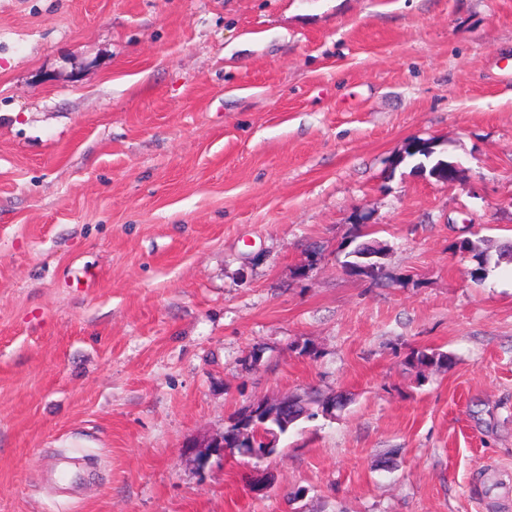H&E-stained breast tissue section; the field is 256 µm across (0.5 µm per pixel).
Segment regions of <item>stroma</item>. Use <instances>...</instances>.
Listing matches in <instances>:
<instances>
[{
	"label": "stroma",
	"mask_w": 512,
	"mask_h": 512,
	"mask_svg": "<svg viewBox=\"0 0 512 512\" xmlns=\"http://www.w3.org/2000/svg\"><path fill=\"white\" fill-rule=\"evenodd\" d=\"M511 242L512 0H0V512H512ZM366 224H355L353 227V232L350 235L349 244L354 243V247L352 250L346 253L345 257L349 258V260H344L342 267L343 269L351 268L358 275L363 274L365 278L376 279L379 277L382 271V264L379 262L383 256H385L384 248L381 247L379 253L381 257L373 258V259H364L362 256L364 255L366 248L365 243L370 242V239H365L371 233L365 232ZM369 264V271L367 272L363 269V266ZM406 364L410 368L418 369L422 373L430 368H452L454 358L451 354L437 352L430 348L413 349L406 357ZM291 401L281 400L277 401L274 406L275 409L270 414L269 418H276L282 412L288 409ZM250 407L240 411L237 417L233 420L225 430L224 434L217 440L200 444L198 448H237L240 452L241 448H268L273 441H275L274 449L277 451V445L280 437L285 435L291 427H294L299 421L303 419H312L317 412L310 408V402L298 397V401L292 404L288 409V415H285L288 422V428L283 426L280 421L272 420L266 423L267 429H255L250 426L251 416H247ZM270 434L273 440L266 445L267 435Z\"/></svg>",
	"instance_id": "1"
}]
</instances>
